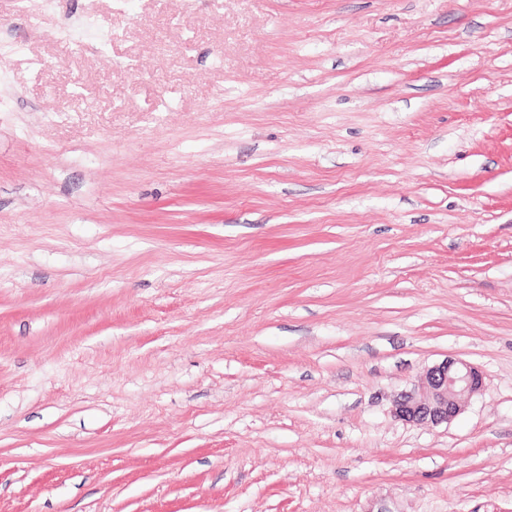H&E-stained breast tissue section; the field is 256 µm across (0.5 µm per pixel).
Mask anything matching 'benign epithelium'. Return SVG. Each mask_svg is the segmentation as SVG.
<instances>
[{
  "mask_svg": "<svg viewBox=\"0 0 512 512\" xmlns=\"http://www.w3.org/2000/svg\"><path fill=\"white\" fill-rule=\"evenodd\" d=\"M483 374L461 359L446 358L427 368L413 387L394 401L393 416L405 423L439 426L464 410V401L481 392Z\"/></svg>",
  "mask_w": 512,
  "mask_h": 512,
  "instance_id": "benign-epithelium-1",
  "label": "benign epithelium"
}]
</instances>
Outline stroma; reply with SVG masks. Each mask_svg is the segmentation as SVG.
<instances>
[{
  "label": "stroma",
  "instance_id": "35a3bbf8",
  "mask_svg": "<svg viewBox=\"0 0 512 512\" xmlns=\"http://www.w3.org/2000/svg\"><path fill=\"white\" fill-rule=\"evenodd\" d=\"M0 512H512V0H0ZM483 374L461 359L446 358L427 368L413 387L394 401L393 416L405 423L439 426L464 410V401L481 392Z\"/></svg>",
  "mask_w": 512,
  "mask_h": 512
}]
</instances>
